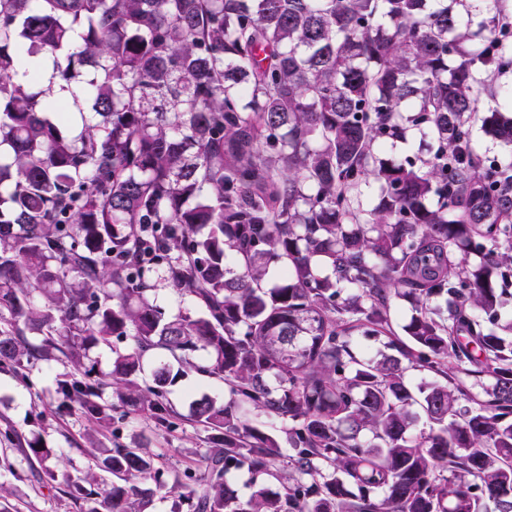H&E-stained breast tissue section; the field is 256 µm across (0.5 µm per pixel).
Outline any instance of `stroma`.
Masks as SVG:
<instances>
[{
	"label": "stroma",
	"instance_id": "1",
	"mask_svg": "<svg viewBox=\"0 0 512 512\" xmlns=\"http://www.w3.org/2000/svg\"><path fill=\"white\" fill-rule=\"evenodd\" d=\"M59 360L29 364L23 376L0 370V512H86L100 507L99 494L113 481L102 463L104 449L122 444L156 453L154 478L141 489L150 498V512H191V489L205 470L209 431L191 418L193 403L208 397L223 401L222 382L189 374L170 386L174 411L168 426H157L147 415L135 414L112 391H105L112 420L98 426L80 411H56V381L69 374ZM49 451L35 455L31 443ZM89 482L96 491L90 501L77 502L67 481Z\"/></svg>",
	"mask_w": 512,
	"mask_h": 512
}]
</instances>
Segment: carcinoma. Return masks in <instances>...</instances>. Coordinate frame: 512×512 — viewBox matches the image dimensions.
<instances>
[{"instance_id":"obj_1","label":"carcinoma","mask_w":512,"mask_h":512,"mask_svg":"<svg viewBox=\"0 0 512 512\" xmlns=\"http://www.w3.org/2000/svg\"><path fill=\"white\" fill-rule=\"evenodd\" d=\"M511 69L508 0H0V369L70 364L57 412L99 423L105 387L165 426L177 379L223 380L193 512H512ZM154 463L115 445L105 512H142ZM244 467L282 490L241 501ZM155 302L160 305L169 317L181 314L195 313L192 301L170 288H159L153 295ZM86 366L94 368L93 376L108 374L112 369V349L104 346L91 347L84 359Z\"/></svg>"}]
</instances>
